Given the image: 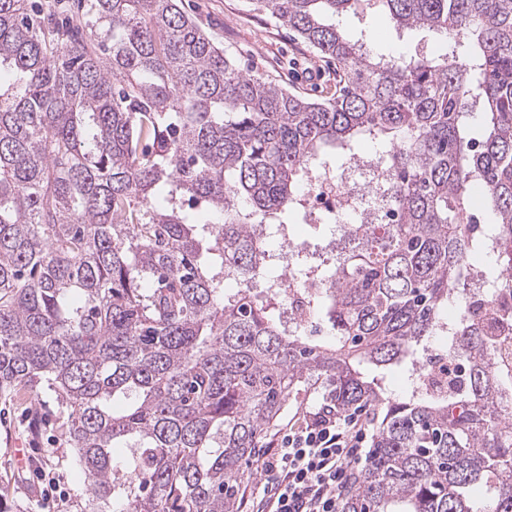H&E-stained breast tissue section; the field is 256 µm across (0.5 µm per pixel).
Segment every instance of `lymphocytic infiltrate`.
Returning <instances> with one entry per match:
<instances>
[{
	"label": "lymphocytic infiltrate",
	"instance_id": "f902f5d3",
	"mask_svg": "<svg viewBox=\"0 0 512 512\" xmlns=\"http://www.w3.org/2000/svg\"><path fill=\"white\" fill-rule=\"evenodd\" d=\"M368 421L318 405L276 434L257 461L260 479L242 492L258 512H340V492L366 459Z\"/></svg>",
	"mask_w": 512,
	"mask_h": 512
}]
</instances>
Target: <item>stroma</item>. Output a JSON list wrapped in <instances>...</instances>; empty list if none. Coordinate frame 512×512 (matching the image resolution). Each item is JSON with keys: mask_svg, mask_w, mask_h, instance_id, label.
Instances as JSON below:
<instances>
[{"mask_svg": "<svg viewBox=\"0 0 512 512\" xmlns=\"http://www.w3.org/2000/svg\"><path fill=\"white\" fill-rule=\"evenodd\" d=\"M184 12L241 69L276 80L289 91L321 99L335 91L333 66L316 58L288 28L257 10L254 0H181ZM341 29L364 34L375 51L427 53L435 38L425 30L397 32L379 9L340 17ZM61 409L52 392L0 394V512H70L86 485L74 451L60 435ZM61 497L45 501L48 481Z\"/></svg>", "mask_w": 512, "mask_h": 512, "instance_id": "35a3bbf8", "label": "stroma"}]
</instances>
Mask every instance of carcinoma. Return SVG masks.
<instances>
[{
	"instance_id": "carcinoma-1",
	"label": "carcinoma",
	"mask_w": 512,
	"mask_h": 512,
	"mask_svg": "<svg viewBox=\"0 0 512 512\" xmlns=\"http://www.w3.org/2000/svg\"><path fill=\"white\" fill-rule=\"evenodd\" d=\"M255 4L336 62L331 98L242 71L177 0H78L66 27L0 0V391L67 413L74 512H240L302 386L372 415L342 512H512V370L493 328L448 317L475 256L512 289V0ZM365 4L439 47L347 37L336 18ZM381 139L397 219L348 225L316 266L294 253L320 344L283 320L270 242L336 151ZM433 336L464 388L417 382ZM364 365L408 368L411 389Z\"/></svg>"
}]
</instances>
